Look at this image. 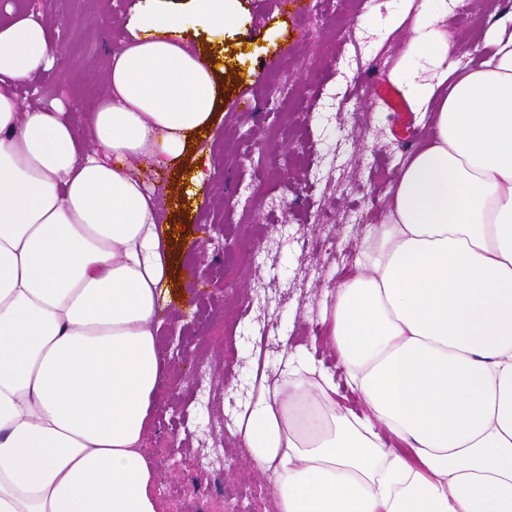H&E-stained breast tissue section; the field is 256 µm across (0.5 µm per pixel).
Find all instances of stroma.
Masks as SVG:
<instances>
[{"instance_id": "obj_1", "label": "stroma", "mask_w": 512, "mask_h": 512, "mask_svg": "<svg viewBox=\"0 0 512 512\" xmlns=\"http://www.w3.org/2000/svg\"><path fill=\"white\" fill-rule=\"evenodd\" d=\"M137 0H56L47 17L67 62L38 81L42 97L63 98L74 125L105 90L106 57L125 38ZM223 42L191 31L197 53L236 59L224 73V102L200 136L188 168L206 174L201 203L184 206L181 174L150 171L172 255L158 333L183 338L168 364L146 440L164 512H275L269 478L241 445L263 380H275L297 348L322 346L320 304L348 269L367 225L384 212L386 191L415 142L394 134L399 117L356 86L387 80L399 90L437 71L411 55L423 36L428 0H240ZM512 0L447 4L437 32L469 42ZM368 16L358 25L359 16ZM183 453L169 458L170 443Z\"/></svg>"}]
</instances>
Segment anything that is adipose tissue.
I'll list each match as a JSON object with an SVG mask.
<instances>
[{
	"label": "adipose tissue",
	"instance_id": "1",
	"mask_svg": "<svg viewBox=\"0 0 512 512\" xmlns=\"http://www.w3.org/2000/svg\"><path fill=\"white\" fill-rule=\"evenodd\" d=\"M236 0L137 5L74 132L19 84L60 70L42 17L0 5V512H160L144 443L166 380L170 252L143 173L186 169ZM473 65L414 84L434 133L325 293L337 386L311 355L264 387L241 440L278 512H512V11Z\"/></svg>",
	"mask_w": 512,
	"mask_h": 512
}]
</instances>
